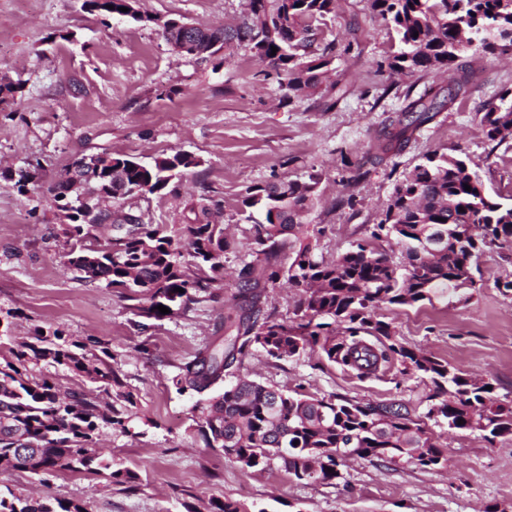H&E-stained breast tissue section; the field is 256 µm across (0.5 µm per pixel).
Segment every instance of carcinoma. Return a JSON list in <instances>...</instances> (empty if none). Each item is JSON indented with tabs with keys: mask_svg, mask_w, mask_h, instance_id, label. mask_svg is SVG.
<instances>
[{
	"mask_svg": "<svg viewBox=\"0 0 512 512\" xmlns=\"http://www.w3.org/2000/svg\"><path fill=\"white\" fill-rule=\"evenodd\" d=\"M249 14L235 27L203 25L201 40L228 47L247 43L254 57L273 70L286 95L316 93L322 85L326 54L312 50L316 31L332 13L336 0H248ZM367 8L393 29L401 45L389 64L393 71L413 75L453 69V88L411 101L391 120L371 148L380 164L390 151L402 149L410 128L430 120L476 78L469 58L480 52L512 48V0H366ZM277 51H272V48ZM491 106L480 123L491 141L512 135V101ZM125 166H104L92 191H112V211L83 213L75 204L54 196L68 220L64 233L73 240L66 265L89 282L122 290L133 313L143 319L186 312L197 295L224 278V255L247 249L254 259L238 272L239 302L224 312V336L199 349L172 378L177 392L198 397L194 406L197 434L205 446L218 449L247 470H264L275 461L300 482L342 477L347 458L337 449H356V458L426 468L443 467L448 455L425 420L450 430H471L494 443L512 435V398L498 399L488 383L432 356L406 346L391 323L376 318L374 308L412 306L431 295L446 296L476 285L477 259L512 240V202L490 196L477 174L458 155L433 152L399 183L370 233L385 235L406 250L409 262L395 261L361 239L336 259L319 256L304 220L317 200L315 185L280 181L254 188L242 201L257 208L263 220L254 224L248 243L226 235L212 220L221 204L208 200L190 208L179 238L163 234L154 224H131L121 207L126 185L166 189L199 161L192 155L160 156L150 164L120 157ZM471 190H465V186ZM112 226V250L88 244L96 228ZM292 250L289 265L281 262ZM470 264L472 275L461 278ZM286 280L299 295L297 321L266 310L268 286ZM184 292H178V289ZM318 349L331 362L359 378L398 367L402 375L427 379L433 392L425 418L384 402L341 396L318 397L298 390L272 388L253 379L224 378L235 362L251 350L274 359ZM60 368L92 384L98 393L79 386L64 390L37 371L41 364ZM134 406L110 351L91 352L63 331L34 330L32 336L0 355V465L34 475L49 472L101 474L129 491L140 475L118 468L94 452L103 426L128 431ZM333 472H328V469ZM0 512H88L78 500L51 503L39 493L0 495ZM187 512H248V506L211 497L203 509Z\"/></svg>",
	"mask_w": 512,
	"mask_h": 512,
	"instance_id": "obj_1",
	"label": "carcinoma"
}]
</instances>
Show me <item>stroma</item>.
I'll use <instances>...</instances> for the list:
<instances>
[{"mask_svg": "<svg viewBox=\"0 0 512 512\" xmlns=\"http://www.w3.org/2000/svg\"><path fill=\"white\" fill-rule=\"evenodd\" d=\"M246 0H138L151 22L88 11L84 0H0V85L16 91L0 102V334L19 341L35 329H61L90 348L107 347L134 395L128 432L101 428L97 451L137 471L129 492L104 476L62 472L40 483L0 467V493L37 490L49 499L82 501L88 512H186L211 496L255 512H492L512 506V436L488 443L477 431H445L448 464L423 468L355 460L342 479L301 483L280 464L245 470L205 447L194 431L196 396L172 384L180 364L223 335L224 311L247 252L227 255L224 279L180 316L137 326L117 290L89 283L66 268L70 248L53 186L75 160L101 152L149 163L179 151L199 158L169 188L127 198L143 223L177 235L188 209L223 200L220 219L238 241L253 224L241 212L250 188L278 179L316 181L319 201L307 217L312 241L332 259L369 238L394 188L425 155L462 152L487 191L512 196V138L489 141L479 122L487 105L512 89V50L476 58L466 94L417 129L405 147L356 167L390 116L447 86L439 71L405 77L388 63L394 33L365 0H336L317 32L332 45L320 93L284 101L276 76L248 48L197 60L171 50L158 20L235 23ZM483 278L449 299L414 306L383 305L402 342L492 383L512 396V259L490 249L479 258ZM238 375L266 385L387 401L424 415L429 381L391 369L358 379L320 351L281 360L259 350L243 357Z\"/></svg>", "mask_w": 512, "mask_h": 512, "instance_id": "1", "label": "stroma"}]
</instances>
